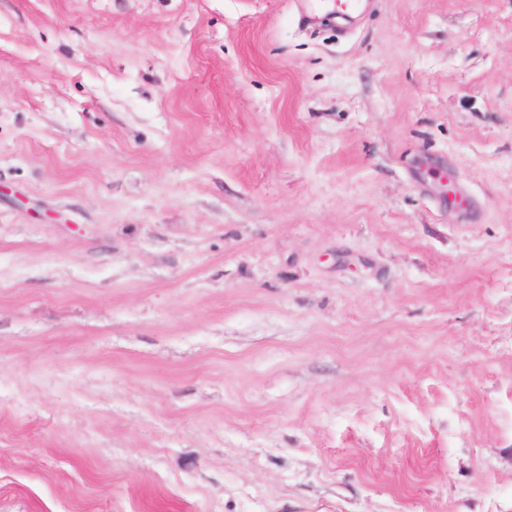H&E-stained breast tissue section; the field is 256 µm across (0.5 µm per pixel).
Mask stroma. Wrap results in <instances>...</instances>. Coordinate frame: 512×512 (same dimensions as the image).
<instances>
[{"label": "stroma", "mask_w": 512, "mask_h": 512, "mask_svg": "<svg viewBox=\"0 0 512 512\" xmlns=\"http://www.w3.org/2000/svg\"><path fill=\"white\" fill-rule=\"evenodd\" d=\"M332 9L0 0V512H512V0Z\"/></svg>", "instance_id": "stroma-1"}]
</instances>
